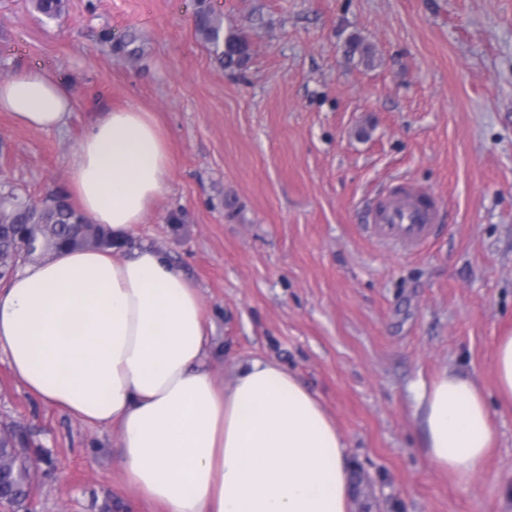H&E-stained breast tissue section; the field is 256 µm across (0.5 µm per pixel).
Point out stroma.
<instances>
[{"label":"stroma","instance_id":"obj_1","mask_svg":"<svg viewBox=\"0 0 512 512\" xmlns=\"http://www.w3.org/2000/svg\"><path fill=\"white\" fill-rule=\"evenodd\" d=\"M245 63L224 68L197 0H0V77L41 67L73 96L60 131L0 112V187L66 191L87 127L129 101L168 137V189L135 238L199 290L209 367L298 374L334 421L350 512H512V407L493 359L512 332V0H210ZM359 39L369 55H349ZM439 195L434 237L375 239L398 180ZM489 400L496 442L461 481L426 454L416 393L443 371ZM25 426L37 479L9 512H152L117 427L45 405L0 353V429Z\"/></svg>","mask_w":512,"mask_h":512}]
</instances>
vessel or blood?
<instances>
[{
	"instance_id": "1",
	"label": "vessel or blood",
	"mask_w": 512,
	"mask_h": 512,
	"mask_svg": "<svg viewBox=\"0 0 512 512\" xmlns=\"http://www.w3.org/2000/svg\"><path fill=\"white\" fill-rule=\"evenodd\" d=\"M437 221L435 199L400 184L373 207L370 231L379 240L413 249L428 240Z\"/></svg>"
}]
</instances>
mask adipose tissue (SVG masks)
Listing matches in <instances>:
<instances>
[{
	"instance_id": "obj_1",
	"label": "adipose tissue",
	"mask_w": 512,
	"mask_h": 512,
	"mask_svg": "<svg viewBox=\"0 0 512 512\" xmlns=\"http://www.w3.org/2000/svg\"><path fill=\"white\" fill-rule=\"evenodd\" d=\"M69 89L28 69L0 79V111L62 130ZM167 140L136 103L107 112L80 141L68 192L91 223L125 242L166 192ZM0 352L45 403L120 432L119 468L163 512H349L345 442L294 373L260 359L230 384L207 370L197 288L159 250H63L0 289ZM424 446L440 469L477 474L495 431L483 392L444 372L418 396Z\"/></svg>"
}]
</instances>
